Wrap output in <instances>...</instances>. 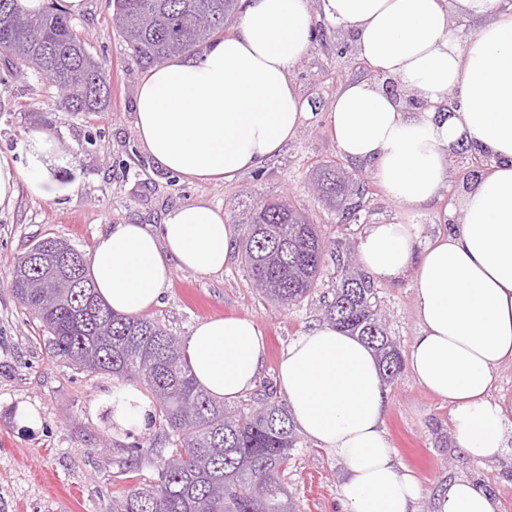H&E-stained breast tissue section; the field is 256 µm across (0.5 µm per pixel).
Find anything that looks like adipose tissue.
I'll return each mask as SVG.
<instances>
[{
    "label": "adipose tissue",
    "mask_w": 512,
    "mask_h": 512,
    "mask_svg": "<svg viewBox=\"0 0 512 512\" xmlns=\"http://www.w3.org/2000/svg\"><path fill=\"white\" fill-rule=\"evenodd\" d=\"M328 22L349 33L368 79L346 84L328 114L338 152L365 164L387 197L416 208L448 184V157L464 144L491 168L448 206L462 213L434 242L411 224H373L358 243L375 277L412 274L420 330L408 368L448 403L457 448L472 460L504 451V402L492 390L512 361V0H321ZM477 25L460 41L449 16ZM312 38L309 0H252L236 35L203 55L151 68L136 92L133 126L162 169L224 184L278 154L308 118L289 78ZM416 91L428 108L409 110L381 81ZM456 95L446 115L435 103ZM26 173L0 161V204L19 182L44 200L62 196L31 136ZM238 227L205 202L170 211L163 224H111L92 243L88 275L114 311L139 316L158 306L172 274L222 272ZM191 370L208 392L235 402L255 386L266 356L262 331L239 317L199 322L185 342ZM278 384L299 431L345 466L344 512H415L413 478L400 468L383 429L388 390L373 351L335 326L314 327L283 353ZM153 410L130 385L112 392V422L145 429ZM435 512H497L488 489L461 478L437 495Z\"/></svg>",
    "instance_id": "ef3b65f1"
}]
</instances>
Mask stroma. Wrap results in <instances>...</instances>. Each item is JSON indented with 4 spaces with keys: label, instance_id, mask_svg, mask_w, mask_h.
<instances>
[{
    "label": "stroma",
    "instance_id": "1",
    "mask_svg": "<svg viewBox=\"0 0 512 512\" xmlns=\"http://www.w3.org/2000/svg\"><path fill=\"white\" fill-rule=\"evenodd\" d=\"M111 13L107 0H87L86 11L72 19L88 50L111 64L112 99L106 111H66L58 104L57 89L32 74L8 72L0 53V158L26 170L31 133L49 132L55 150L44 164L70 187L68 194L48 202L22 184L13 202L0 206V512H112L115 500L156 479V453L167 445L159 418L141 431L113 426L107 400L119 378L75 369L47 353L37 323L23 314L9 283L27 246L58 237L87 252L109 224L158 225L170 210L191 203L203 201L225 211L240 200L270 198L287 199L340 251L357 243L367 225L392 219L416 225L420 241L427 243L446 229L449 200L471 182V153H453L441 197L407 209L389 200L365 165L343 160L330 134L328 112L344 84L368 72L355 53H342L348 38L328 24L290 71L309 116L278 155L225 184L190 182L159 169L133 127L135 95L145 71L113 28ZM333 163L343 164L368 187L364 222L338 223L315 192L317 168ZM336 286L330 262L306 298L280 306L254 287L238 252L217 274L175 270L149 315L182 340L208 318L254 320L266 342L259 381L273 383L288 344L322 324L321 302ZM374 289L390 336L401 354H408L419 332L412 276L375 281ZM386 387L383 427L396 462L418 482L416 512H434L437 494L458 478L481 482L494 493L499 512H512V450L491 462L470 460L455 443H439L440 436L453 433L448 404L405 370ZM27 416L35 418V426L23 425ZM344 474L332 451L302 436L285 483L298 512H341Z\"/></svg>",
    "mask_w": 512,
    "mask_h": 512
}]
</instances>
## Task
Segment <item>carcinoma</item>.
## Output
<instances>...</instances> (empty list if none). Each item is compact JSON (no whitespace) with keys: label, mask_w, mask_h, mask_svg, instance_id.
Returning <instances> with one entry per match:
<instances>
[{"label":"carcinoma","mask_w":512,"mask_h":512,"mask_svg":"<svg viewBox=\"0 0 512 512\" xmlns=\"http://www.w3.org/2000/svg\"><path fill=\"white\" fill-rule=\"evenodd\" d=\"M242 9L241 0H113L112 25L143 67L173 56L202 53L224 37ZM0 51L8 69L29 70L65 92L70 112H102L111 101V67L95 58L67 12L40 14L19 0H0ZM318 196L342 220L359 223L364 185L344 169L326 167L315 182ZM242 226L244 261L254 285L283 306L308 296L322 274L328 247L317 225L285 199L234 210ZM81 281L76 288L26 286L27 254L11 274L12 291L39 323L48 353L76 369L135 378L151 393L167 429L170 448L157 455V480L115 501L112 512H296L284 483L297 435L285 404L269 385L262 396L236 407L200 388L178 337L148 316L116 314L96 294L87 254L74 252ZM339 285L323 301L326 322L360 337L389 381L401 372L399 347L389 336L371 276L337 259ZM268 483L262 497L256 480Z\"/></svg>","instance_id":"carcinoma-1"}]
</instances>
